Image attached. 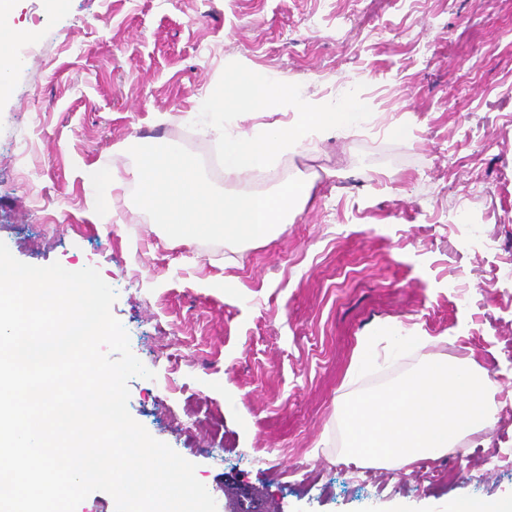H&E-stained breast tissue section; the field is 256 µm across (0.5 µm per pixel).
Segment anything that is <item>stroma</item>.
Listing matches in <instances>:
<instances>
[{
    "label": "stroma",
    "mask_w": 512,
    "mask_h": 512,
    "mask_svg": "<svg viewBox=\"0 0 512 512\" xmlns=\"http://www.w3.org/2000/svg\"><path fill=\"white\" fill-rule=\"evenodd\" d=\"M13 27L0 241L116 291L156 374L130 380L128 410L195 464L219 512L512 498V0H21ZM240 65L332 105L358 92L368 115L225 181V136L293 118L208 112ZM159 143L201 157L223 191L313 188L271 239L172 238L132 201L128 150ZM436 356L489 374L496 423L355 480L341 403Z\"/></svg>",
    "instance_id": "obj_1"
}]
</instances>
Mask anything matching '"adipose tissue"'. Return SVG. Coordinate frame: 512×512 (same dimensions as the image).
Returning <instances> with one entry per match:
<instances>
[{
	"label": "adipose tissue",
	"instance_id": "adipose-tissue-1",
	"mask_svg": "<svg viewBox=\"0 0 512 512\" xmlns=\"http://www.w3.org/2000/svg\"><path fill=\"white\" fill-rule=\"evenodd\" d=\"M281 106L294 114L287 125L260 135L242 133L225 137L226 179L233 180L246 172L270 165L278 156L311 141L317 132L358 125L366 112L364 103L354 99L338 107L316 105L302 97L291 83L249 66L228 71L223 90L213 98V107L220 112L258 114Z\"/></svg>",
	"mask_w": 512,
	"mask_h": 512
}]
</instances>
